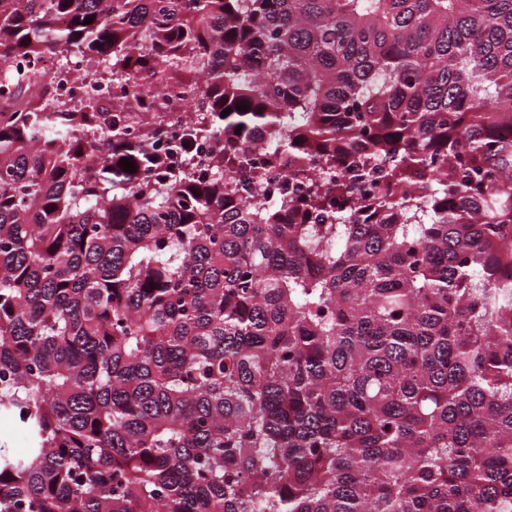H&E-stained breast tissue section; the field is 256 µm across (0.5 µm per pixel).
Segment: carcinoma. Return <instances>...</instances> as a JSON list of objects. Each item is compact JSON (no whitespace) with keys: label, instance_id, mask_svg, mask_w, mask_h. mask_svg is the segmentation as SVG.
<instances>
[{"label":"carcinoma","instance_id":"obj_1","mask_svg":"<svg viewBox=\"0 0 512 512\" xmlns=\"http://www.w3.org/2000/svg\"><path fill=\"white\" fill-rule=\"evenodd\" d=\"M0 66V512H512V0H0ZM37 68L47 77L53 78L51 85L52 94L62 102L73 104L78 96L84 95L86 87L76 79L83 63L78 58H73L70 63V75L68 77H59L58 59L55 55H45L37 64ZM100 96L103 98L107 109L106 117L111 118L113 115L125 112H145V107L148 104L162 103L164 104V134L156 145V149L160 151L163 156L168 157V162L175 167H185L197 170L198 173L204 172L202 167H199V162L210 149L208 141H196L190 147H176L179 143H184L186 133L192 122L199 112L193 95L185 89L174 87L164 88L158 96L144 97V107L137 104L126 103V90L123 86L117 84L103 85L98 89ZM123 104V111L117 110V105ZM131 107V108H130ZM168 151L169 154H168ZM0 441L12 448L17 455H23L29 443L26 435L7 416L0 415Z\"/></svg>","mask_w":512,"mask_h":512}]
</instances>
